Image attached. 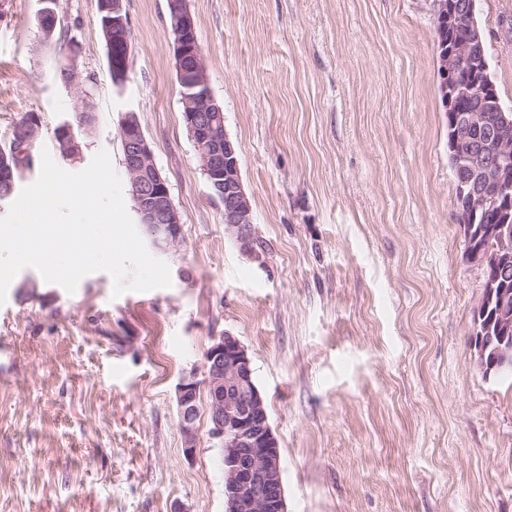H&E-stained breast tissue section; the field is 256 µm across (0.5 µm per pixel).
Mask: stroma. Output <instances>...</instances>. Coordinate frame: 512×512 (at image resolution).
Masks as SVG:
<instances>
[{
    "instance_id": "stroma-1",
    "label": "stroma",
    "mask_w": 512,
    "mask_h": 512,
    "mask_svg": "<svg viewBox=\"0 0 512 512\" xmlns=\"http://www.w3.org/2000/svg\"><path fill=\"white\" fill-rule=\"evenodd\" d=\"M512 106V0H476ZM0 0V147L25 115L69 172L136 113L182 224L154 257L172 285L113 297L22 270L0 305V512H225L199 406L183 452L176 386L213 337L245 347L279 441L288 512H512V376L474 363L485 269L455 220L433 0H188L211 94L236 144L254 253L186 129L167 0H124L132 55L114 85L97 0ZM75 57L78 87L56 70ZM81 152L54 130L83 104Z\"/></svg>"
}]
</instances>
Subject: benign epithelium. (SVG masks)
Returning <instances> with one entry per match:
<instances>
[{
  "instance_id": "obj_1",
  "label": "benign epithelium",
  "mask_w": 512,
  "mask_h": 512,
  "mask_svg": "<svg viewBox=\"0 0 512 512\" xmlns=\"http://www.w3.org/2000/svg\"><path fill=\"white\" fill-rule=\"evenodd\" d=\"M476 0H467L463 14L466 30L456 32L455 0H434L440 40L448 50L439 56V93L449 112L450 149L453 170L468 204L456 209L461 229H473L476 214L494 210L512 199V107L502 105L495 86L483 77L484 32L475 18ZM174 8V54L180 69L193 62V70L205 72L195 23L180 0H169ZM39 28L55 27V0H39ZM112 69L127 71L130 41L123 0H112ZM467 69L469 80H458ZM479 98L478 105L458 110L463 98ZM497 113L489 121L488 113ZM199 166L213 195L224 203V230L246 252L254 251L255 229L250 200L243 187L240 161L234 142L224 129V114L208 95L196 110L184 113ZM58 136L76 156L80 145L69 121L57 126ZM120 137L125 148L124 165L133 185L134 209L152 244L166 250L182 242V225L170 189L153 159L141 126L122 120ZM492 247L468 246L470 262L484 266L495 281L486 285L475 307L488 321L490 335L473 344L477 367L484 376L499 375L512 368V292L494 288V282L512 275V226L490 231ZM203 378L194 371L184 375L176 387L179 430L184 453L192 455L198 441V401L205 391L210 418V436L221 448L224 462V497L233 512H287L282 481L279 442L269 422L263 395L253 382V367L244 346L230 333L213 339L204 356Z\"/></svg>"
}]
</instances>
